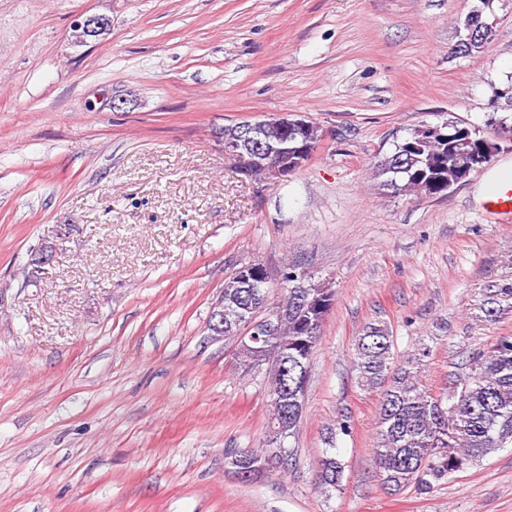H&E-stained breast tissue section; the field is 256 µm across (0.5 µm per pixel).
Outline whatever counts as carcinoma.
Returning <instances> with one entry per match:
<instances>
[{"label": "carcinoma", "instance_id": "cac0c4a2", "mask_svg": "<svg viewBox=\"0 0 512 512\" xmlns=\"http://www.w3.org/2000/svg\"><path fill=\"white\" fill-rule=\"evenodd\" d=\"M243 123L224 126L226 142L244 141ZM320 128L309 123L303 130H284V117L263 123L259 139L277 144L288 139V149L315 144ZM499 145L473 130L470 138L459 137L448 144H435L416 127L395 150L371 164L373 176L391 193L408 192L444 196L449 181L463 165L486 168ZM270 282L255 276L246 263L224 281V332L237 339L245 323L267 308ZM335 297L331 288H310L308 279L283 289L282 312L277 334L282 345L277 356L288 368L284 377L267 379L271 414L263 448H229L224 467L246 474L250 481L266 472H286L297 449L287 441L298 437L303 419V395L288 396L283 404V386H308L310 362L319 344L321 328ZM353 365L358 385L380 392L376 446L372 449L375 474L392 494L414 486L429 491L452 475L479 464L501 448L512 447V334L499 337L485 353L471 357L449 374L448 387L438 393L423 385L417 361L395 363L393 336L381 321L366 324L353 344ZM343 420L330 431L319 460L315 485L330 494L342 488L344 462L333 451L338 434H347Z\"/></svg>", "mask_w": 512, "mask_h": 512}]
</instances>
